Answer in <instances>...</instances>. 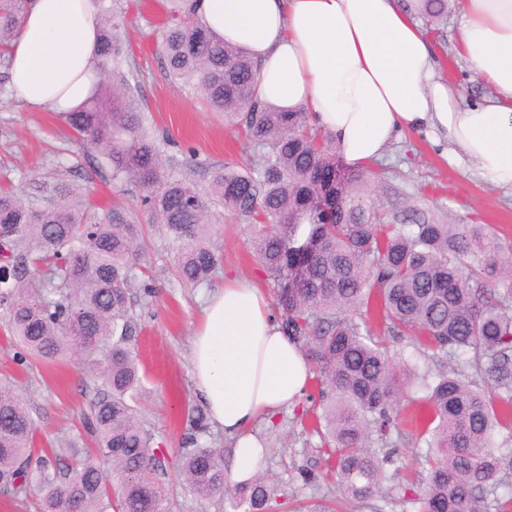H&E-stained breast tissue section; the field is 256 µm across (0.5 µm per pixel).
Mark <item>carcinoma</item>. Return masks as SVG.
<instances>
[{
    "label": "carcinoma",
    "instance_id": "1",
    "mask_svg": "<svg viewBox=\"0 0 512 512\" xmlns=\"http://www.w3.org/2000/svg\"><path fill=\"white\" fill-rule=\"evenodd\" d=\"M99 66L117 67L121 24L112 0H97ZM427 21L448 0H411ZM162 48L170 77L194 86L210 110L267 147L249 164L227 162L207 184L173 171L147 134L123 77L106 79L68 130L94 149L112 183L139 185L149 223L162 230L185 286L207 283L221 263L213 223L225 215L253 226L252 246L276 284L283 332L300 349L318 385L313 429L326 454L336 499L299 507L341 512L352 500L395 492L414 512H512L497 490L502 448L512 443V244L481 224H448L434 213L384 210L368 193L369 170L345 172L305 112L260 105L249 53L229 46L199 20L196 0H166ZM28 0H0V61L10 62ZM0 325L26 354L53 363L73 355L101 382L89 426L96 454L62 444L37 447V424L8 380H0V484L14 500L37 497L36 512H170L153 437L131 404L141 383L132 348L134 270L147 251L143 225L122 207H104L75 182L46 200L0 189ZM376 309L385 332L440 367L398 365L387 338L369 324ZM418 428L427 444L422 469L386 488L393 432ZM503 436L502 443L495 442ZM181 476L203 501L226 512H273L278 492L264 461L235 483L224 451L188 440Z\"/></svg>",
    "mask_w": 512,
    "mask_h": 512
}]
</instances>
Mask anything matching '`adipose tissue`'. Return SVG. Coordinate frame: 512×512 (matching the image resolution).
I'll return each mask as SVG.
<instances>
[{"label":"adipose tissue","mask_w":512,"mask_h":512,"mask_svg":"<svg viewBox=\"0 0 512 512\" xmlns=\"http://www.w3.org/2000/svg\"><path fill=\"white\" fill-rule=\"evenodd\" d=\"M204 25L259 65L256 93L310 113L349 164L381 158L406 133L446 144L492 185L512 189V0H458L460 56L489 85L466 103L401 0H199ZM94 0H31L11 49L9 89L29 109L73 112L99 78ZM192 373L213 424L233 442L232 477L262 451L252 428L298 403L310 373L254 282L228 276L209 294Z\"/></svg>","instance_id":"adipose-tissue-1"}]
</instances>
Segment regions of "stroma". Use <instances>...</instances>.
I'll use <instances>...</instances> for the list:
<instances>
[{
  "label": "stroma",
  "instance_id": "stroma-1",
  "mask_svg": "<svg viewBox=\"0 0 512 512\" xmlns=\"http://www.w3.org/2000/svg\"><path fill=\"white\" fill-rule=\"evenodd\" d=\"M112 9L124 20L119 67L128 79V95L147 130L164 143L167 155L180 161L192 156L191 176L201 183L211 168L229 161L243 165L260 154V146L244 140L222 114L210 111L191 85L168 77L162 52V0H112ZM430 40L442 75L458 83L466 100L487 94V86L458 54L456 11H449ZM8 73L0 65V180L10 179L29 196H46L55 183L74 181L103 206H122L140 223H147L140 206L142 189L113 185L109 173L97 169L92 149L69 134L59 114L31 111L11 98L6 92ZM370 167L378 174L377 191L389 209L415 205L446 215L452 224L486 225L512 241V192L491 186L475 171L450 165L424 135H403ZM214 241L222 255L218 270L208 284L187 288L173 277L166 238L155 235L148 257L149 279L132 288L134 348L146 371L135 404L156 448L169 459L162 481L172 512H224L222 503L197 498L181 481L174 462L196 431L194 418L204 409L191 372L192 338L204 301L223 286L230 271L255 280L266 294L274 292L273 281L254 260L248 223L229 215L220 218ZM21 353L19 346L0 337V377L14 380L41 438L90 443L82 414L94 397L91 368L76 357L47 365L22 358ZM297 414V409L286 408L274 426L254 425L265 449L267 473L286 498L329 495L334 488L322 478L326 465L319 439L302 429ZM303 468L313 470L317 481L303 483L298 477Z\"/></svg>",
  "mask_w": 512,
  "mask_h": 512
}]
</instances>
